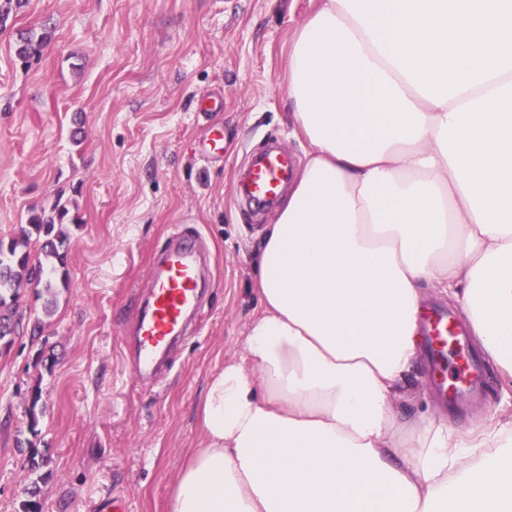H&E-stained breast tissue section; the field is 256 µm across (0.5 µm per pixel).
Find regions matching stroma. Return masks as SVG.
Instances as JSON below:
<instances>
[{
  "label": "stroma",
  "mask_w": 512,
  "mask_h": 512,
  "mask_svg": "<svg viewBox=\"0 0 512 512\" xmlns=\"http://www.w3.org/2000/svg\"><path fill=\"white\" fill-rule=\"evenodd\" d=\"M319 0H26L0 34V239L32 210L68 199V285L51 311L21 289L17 334L0 350V512H169L173 480L201 447L211 376L240 360L261 310L252 263L274 212L233 196L250 153L269 139L304 163L288 109V48ZM50 32L22 66L23 37ZM220 93L224 109L199 112ZM224 156L194 155L210 124ZM200 234L216 286L199 329L154 383L131 369L127 330L152 261L177 232ZM42 321L32 339L34 321ZM483 394L453 402L462 428L506 399L480 359ZM404 418L438 410L431 361L411 370Z\"/></svg>",
  "instance_id": "stroma-1"
}]
</instances>
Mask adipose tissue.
I'll return each mask as SVG.
<instances>
[{"mask_svg":"<svg viewBox=\"0 0 512 512\" xmlns=\"http://www.w3.org/2000/svg\"><path fill=\"white\" fill-rule=\"evenodd\" d=\"M287 86L310 150L169 512H512V414L396 411L429 288L512 381V0H321Z\"/></svg>","mask_w":512,"mask_h":512,"instance_id":"1","label":"adipose tissue"}]
</instances>
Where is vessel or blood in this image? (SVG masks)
<instances>
[{"instance_id":"obj_1","label":"vessel or blood","mask_w":512,"mask_h":512,"mask_svg":"<svg viewBox=\"0 0 512 512\" xmlns=\"http://www.w3.org/2000/svg\"><path fill=\"white\" fill-rule=\"evenodd\" d=\"M198 151L208 160L222 157V127H211L199 142ZM293 169L291 155L267 147L253 158L248 170L240 176L235 194L255 209H268L277 203L291 183ZM213 285L210 261L196 238L186 235L172 238L157 259L147 295L137 306L133 331L136 378L146 379L157 373L162 356L184 335L191 317L199 309L203 293ZM424 334L437 356L448 353L456 359L457 378L466 380L470 360L447 316H428Z\"/></svg>"}]
</instances>
